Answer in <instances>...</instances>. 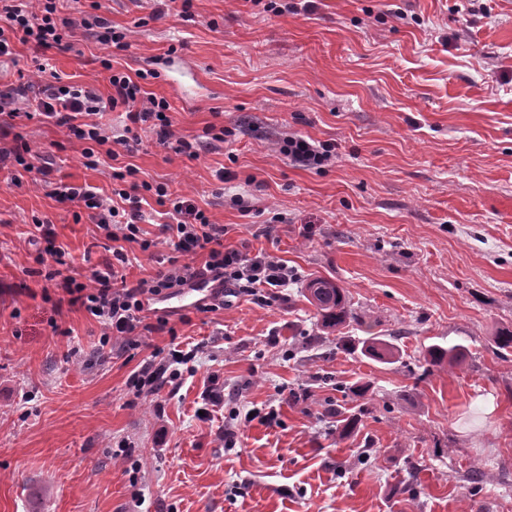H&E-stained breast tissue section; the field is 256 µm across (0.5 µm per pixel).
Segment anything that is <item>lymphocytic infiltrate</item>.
I'll list each match as a JSON object with an SVG mask.
<instances>
[{
	"instance_id": "f902f5d3",
	"label": "lymphocytic infiltrate",
	"mask_w": 512,
	"mask_h": 512,
	"mask_svg": "<svg viewBox=\"0 0 512 512\" xmlns=\"http://www.w3.org/2000/svg\"><path fill=\"white\" fill-rule=\"evenodd\" d=\"M59 2L0 0V57L12 54L17 42L30 45L37 53L52 48L69 49L66 32L78 26L100 28L101 41L124 47V33L107 27L101 16L77 21L59 19ZM108 82L112 93L104 100L94 89L67 86L56 79L47 81L42 84L41 95L32 111L40 119L67 129L82 142L81 155L90 166L96 165L100 156L112 158L116 155V148H108L107 143L111 140L97 120L105 104L113 109L121 106L126 111L129 125L124 135L114 140L116 147H123L126 153L138 149L140 133L146 129L155 133L158 144L165 145L173 139L166 98L146 92L138 81L123 72L110 71ZM281 150L293 164L318 169L331 160L334 146L291 134L284 139ZM50 195L61 204L84 202L86 208L93 210L95 224L106 240L116 243L136 241L142 250L151 248V241L139 238L138 222L142 211L137 196L120 191L123 204L117 207L99 196L92 186L62 180L53 183ZM169 215L165 231L175 235L180 254L189 256L205 252L206 259L201 266L173 258L155 278L131 286L121 272L128 257L116 247L111 259L103 260L93 270L91 283L79 282L71 276L58 277L53 270L47 272L48 280H59L69 305L84 308L102 325L101 345H109L115 339L133 341L144 322L146 303L170 291L177 293L201 283L211 285L209 298L196 306L197 311L208 313L229 306L231 298L255 297L264 290L285 288L297 282L298 274L294 268L264 250L225 247L226 226L212 222L205 211L195 205L182 200L174 202ZM194 357V352L176 349L169 358L146 361L132 378L135 397L157 394L163 385L181 380L182 365Z\"/></svg>"
}]
</instances>
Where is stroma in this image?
<instances>
[{
	"instance_id": "35a3bbf8",
	"label": "stroma",
	"mask_w": 512,
	"mask_h": 512,
	"mask_svg": "<svg viewBox=\"0 0 512 512\" xmlns=\"http://www.w3.org/2000/svg\"><path fill=\"white\" fill-rule=\"evenodd\" d=\"M100 2L126 49L82 28L63 52L19 44L0 91L43 66L106 98L108 59L147 72L177 137L228 135L191 158L146 131L89 169L66 129L14 120L46 172L0 166V512H512V350L497 346L512 330V0H192L185 18ZM289 134L336 156L297 167L280 151ZM116 164L152 186L139 226L155 246L124 243L128 284L176 254L158 184L298 282L268 303L184 307L163 329L149 314L139 345L93 360L103 328L39 275L31 232L52 224L62 274L89 280L104 240L50 184L108 197ZM317 277L346 290L345 326L307 301ZM372 337L397 361L365 356ZM175 344L196 350L192 374L133 399L132 374ZM432 344L465 356L431 365ZM214 385L225 406L199 415ZM232 407L276 419H237L228 450Z\"/></svg>"
}]
</instances>
